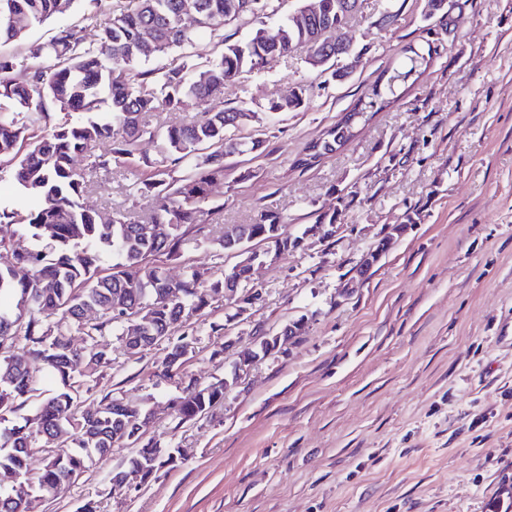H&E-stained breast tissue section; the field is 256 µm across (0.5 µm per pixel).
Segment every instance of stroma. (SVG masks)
Returning a JSON list of instances; mask_svg holds the SVG:
<instances>
[{"mask_svg":"<svg viewBox=\"0 0 512 512\" xmlns=\"http://www.w3.org/2000/svg\"><path fill=\"white\" fill-rule=\"evenodd\" d=\"M112 3L75 0L7 49L49 41L66 25L95 34ZM390 4L398 17L385 27ZM448 8L455 22L445 29L426 19V0H359L347 33L366 54L347 79L318 73L300 49L225 85L228 108L266 104L299 84L309 95L304 111L241 129L263 146L225 158L210 240L186 247L168 275L181 279L189 263L230 268L234 257L213 239L266 213L295 235L332 213L336 231L258 269L262 298L243 320L228 322L233 305L213 301L193 325L184 375L223 378L211 354L225 338L244 347L300 318L305 327L209 414L184 423L171 409L175 387L155 375L166 344L134 359L113 343L88 402L142 399L154 414L143 441L187 456L139 489L116 490L108 474L134 450L115 445L31 512H78L89 501L98 512H512V0ZM429 38L439 53L420 80L341 149L294 169L405 46ZM138 177L113 165L83 203L147 213L151 199L130 197ZM394 224L406 233L363 267Z\"/></svg>","mask_w":512,"mask_h":512,"instance_id":"35a3bbf8","label":"stroma"}]
</instances>
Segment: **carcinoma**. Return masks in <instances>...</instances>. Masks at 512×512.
Segmentation results:
<instances>
[{
	"label": "carcinoma",
	"instance_id": "obj_1",
	"mask_svg": "<svg viewBox=\"0 0 512 512\" xmlns=\"http://www.w3.org/2000/svg\"><path fill=\"white\" fill-rule=\"evenodd\" d=\"M134 6L110 12L98 25L97 38L86 39L75 25L60 29L45 43L25 52L0 55V157L15 160L14 179L20 207L1 208L0 224H15V238L0 239V424L27 408L23 423L0 429V474L20 477L23 489L35 496L55 497L84 471L86 460L108 456L114 445L141 440L148 409L136 399L104 395L98 405L85 406L84 394L112 364L115 336L125 350L129 326L138 322L152 336L171 337L202 314L229 287L225 276L245 283L248 266L235 263L225 272L191 266L179 281L166 274L163 259L181 257L184 247L199 243L198 234L219 210L210 205L211 190L224 182V157L254 153L258 138L229 134L260 121L259 112L241 106L209 109L186 125L150 129L142 115L175 112L186 100L207 102L224 83L244 71H259L268 61L303 48L326 52L327 29L351 16L346 0H320L319 13L300 22L283 20L274 28L259 27L244 42L224 39V26L247 15L276 11L278 0H131ZM73 0H0V45L19 40L29 29L70 9ZM196 16V27L183 22L184 6ZM210 36L223 50L196 63L183 59L145 68L148 58L138 44L152 46L151 57L169 56L192 44L197 34ZM428 67L411 46L403 59L385 70L381 84L369 87L351 109L365 122L389 107ZM25 73L16 83L15 70ZM308 100V88L296 87L292 97L273 99L265 113L298 112ZM338 125L321 143L305 147L296 166L306 169L341 147ZM157 139L158 157L140 161L144 135ZM78 156L88 159L82 169ZM149 168L135 193L150 196L156 207L139 220L117 207L85 208L80 199L98 180L112 172V163ZM167 225L160 235L152 226ZM236 238L253 240L274 263L288 252L277 249L288 241V225L274 213L257 224L234 226L218 239L232 251ZM94 308L97 319L83 316ZM85 336L76 348L70 336ZM22 337L23 354L14 353ZM170 343L161 369L180 367L178 342ZM56 387H46L47 379ZM224 400V381L195 385L180 396L176 418L190 421ZM53 441L58 447L39 472L28 467L32 448ZM184 460L180 448L144 444L123 471L141 473L149 482L164 467ZM0 512H23L14 489L0 486Z\"/></svg>",
	"mask_w": 512,
	"mask_h": 512
}]
</instances>
